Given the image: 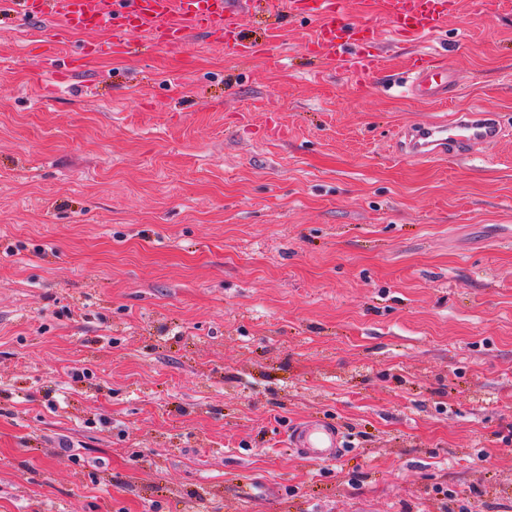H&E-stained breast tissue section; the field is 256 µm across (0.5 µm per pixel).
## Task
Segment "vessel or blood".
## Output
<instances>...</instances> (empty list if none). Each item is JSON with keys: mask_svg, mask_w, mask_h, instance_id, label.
Listing matches in <instances>:
<instances>
[{"mask_svg": "<svg viewBox=\"0 0 512 512\" xmlns=\"http://www.w3.org/2000/svg\"><path fill=\"white\" fill-rule=\"evenodd\" d=\"M452 3L385 0L386 16L397 38L408 40L446 27ZM0 6L14 9L23 19L59 15L62 27L70 31H109L119 48L126 47L129 37L147 30L153 33L155 46L181 51L191 34L207 32L223 39L240 57H253L259 51L242 34L243 13L267 14L280 22L309 18L316 24L317 35L307 43L308 52L366 79L384 65L380 32L355 24L347 0H0ZM409 75L407 89L421 101H446L456 89L455 71L424 57L414 61ZM399 136L403 154L429 161L481 155L503 138L504 131L497 113L478 108L453 113L443 121L409 124ZM291 444L323 461L334 460L344 451L341 432L324 422L317 425L313 437L292 433Z\"/></svg>", "mask_w": 512, "mask_h": 512, "instance_id": "vessel-or-blood-1", "label": "vessel or blood"}]
</instances>
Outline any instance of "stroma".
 Masks as SVG:
<instances>
[{
  "mask_svg": "<svg viewBox=\"0 0 512 512\" xmlns=\"http://www.w3.org/2000/svg\"><path fill=\"white\" fill-rule=\"evenodd\" d=\"M389 36L360 80L312 22L258 58L90 54L0 19V512H512V7ZM426 54L459 99L404 92ZM474 159L397 155L467 108ZM325 420L331 462L289 444Z\"/></svg>",
  "mask_w": 512,
  "mask_h": 512,
  "instance_id": "obj_1",
  "label": "stroma"
}]
</instances>
